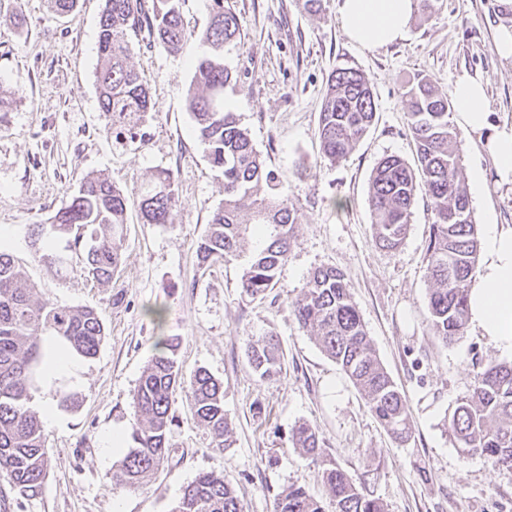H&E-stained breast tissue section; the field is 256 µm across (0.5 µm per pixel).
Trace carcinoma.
Instances as JSON below:
<instances>
[{
  "mask_svg": "<svg viewBox=\"0 0 512 512\" xmlns=\"http://www.w3.org/2000/svg\"><path fill=\"white\" fill-rule=\"evenodd\" d=\"M181 0H154L148 21L160 43L179 48L188 38ZM141 0H105L98 30L99 64L95 77L100 110L124 129L135 118L156 111L142 76L130 63L129 37L142 26ZM241 39L235 13L224 0H211V19L199 35L205 47L193 63L188 107L194 131L212 165L224 176V200L212 212L197 258L207 266L238 255L247 235L255 245L243 268V291L259 297L274 288L295 239L296 213L288 188L267 168L236 113L224 106L231 74L224 47ZM410 132L417 148L416 167L388 155L375 167L369 195L375 243L388 251L402 245L410 227L417 193H425L434 222L427 245L428 319L445 343L466 335L467 296L479 255L477 224L470 207L451 102L431 80L420 79L406 92ZM376 104L368 78L353 68L332 71L318 123L322 155L334 164L366 135ZM145 224H171L178 207L171 170H155L140 190ZM126 197L112 180L88 176L70 202L46 224L30 231L35 257L47 271L64 276L78 261L81 273L107 284L122 261ZM298 325L340 367L366 398L372 415L395 439L411 434L406 400L373 349L352 300L344 274L318 267L307 276L293 303ZM105 336L100 313L91 307L58 306L34 297L24 268L0 251V473L20 494H39L48 467L43 422L31 406L41 390L49 342L90 359ZM249 367L262 379L279 375L283 354L271 337L247 348ZM183 389L176 344L161 337L142 372L132 400L140 418L130 448L112 473L114 484L138 491L170 454L172 405ZM194 415L210 432L214 447L224 448L232 429L224 417V382L199 369L187 390ZM448 427L463 454H478L494 470L512 471V362H489L474 375L471 393L461 399ZM293 447L320 459L321 479L335 512H384L363 494L352 476L320 455L324 441L311 424L293 429ZM170 512H243L233 484L222 473L201 472L184 489ZM274 512H325L322 502L303 487L290 486L275 499Z\"/></svg>",
  "mask_w": 512,
  "mask_h": 512,
  "instance_id": "carcinoma-1",
  "label": "carcinoma"
}]
</instances>
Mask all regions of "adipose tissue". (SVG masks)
<instances>
[{"mask_svg":"<svg viewBox=\"0 0 512 512\" xmlns=\"http://www.w3.org/2000/svg\"><path fill=\"white\" fill-rule=\"evenodd\" d=\"M414 0H340L339 17L347 35L366 48L402 38ZM460 128L489 156L499 181L512 183V124L493 123L482 106L485 88L470 77L449 89ZM484 266L469 293L472 326L500 348L512 351V227H486Z\"/></svg>","mask_w":512,"mask_h":512,"instance_id":"ef3b65f1","label":"adipose tissue"}]
</instances>
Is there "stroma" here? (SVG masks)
<instances>
[{
    "label": "stroma",
    "instance_id": "1",
    "mask_svg": "<svg viewBox=\"0 0 512 512\" xmlns=\"http://www.w3.org/2000/svg\"><path fill=\"white\" fill-rule=\"evenodd\" d=\"M238 18L240 44L224 53L233 75L224 100L245 127L269 169L288 189L298 214L295 242L278 283L264 297L242 292L240 277L251 243L227 262L201 266L196 250L224 178L193 134L187 91L192 63L203 47L196 35L209 18L208 0H182L189 38L173 51L149 28L131 38V62L144 77L155 111L120 134L101 112L95 71L104 0H77L55 14L49 0H0V227L13 229L11 253L36 286L38 299L89 306L106 336L97 355L80 360L76 375L57 387L76 393L74 407L57 405L44 424L49 466L33 497L0 475V512H169L202 471L232 480L244 512H273L288 486L327 499L317 461L293 448L295 425H313L323 452L356 479L385 512H512V473L462 455L448 417L471 389L478 365L511 362L474 329L444 344L428 323L425 251L433 215L418 198L409 234L394 253L373 240L370 178L396 154L416 159L405 92L421 78L448 91L468 75L486 91L494 121L512 123V59L499 55L496 34L512 30V5L503 0H435L415 10L404 36L368 49L344 32L338 0L312 14L303 0H227ZM354 68L368 78L373 126L339 163L321 157L317 137L329 74ZM464 175L482 164L487 178L477 224L512 225V183L493 179L490 158H478L459 135ZM174 174L180 206L170 224H146L140 187L155 169ZM109 176L127 199L122 264L109 284L80 272L56 277L33 256L29 227L47 223L89 175ZM343 271L353 300L386 370L408 399L412 436L395 441L371 415L365 399L302 330L292 304L309 273ZM161 308L162 326L146 315ZM178 344L184 378L205 369L224 383L229 447L217 448L193 415L186 393L172 407L176 423L164 466L138 492L114 485L126 454L107 446L109 431L131 434L138 423L132 394L154 354L157 336ZM275 336L284 355L280 376L263 379L248 366L246 346Z\"/></svg>",
    "mask_w": 512,
    "mask_h": 512
}]
</instances>
